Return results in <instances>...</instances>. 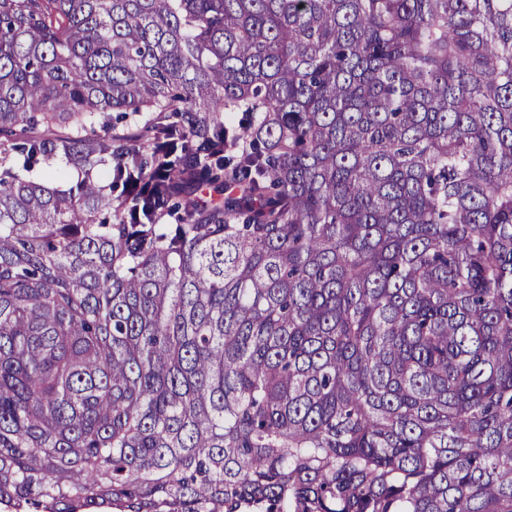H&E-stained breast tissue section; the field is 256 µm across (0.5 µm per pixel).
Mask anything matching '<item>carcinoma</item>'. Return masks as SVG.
<instances>
[{
  "label": "carcinoma",
  "mask_w": 512,
  "mask_h": 512,
  "mask_svg": "<svg viewBox=\"0 0 512 512\" xmlns=\"http://www.w3.org/2000/svg\"><path fill=\"white\" fill-rule=\"evenodd\" d=\"M0 506L512 512V0H0Z\"/></svg>",
  "instance_id": "carcinoma-1"
}]
</instances>
